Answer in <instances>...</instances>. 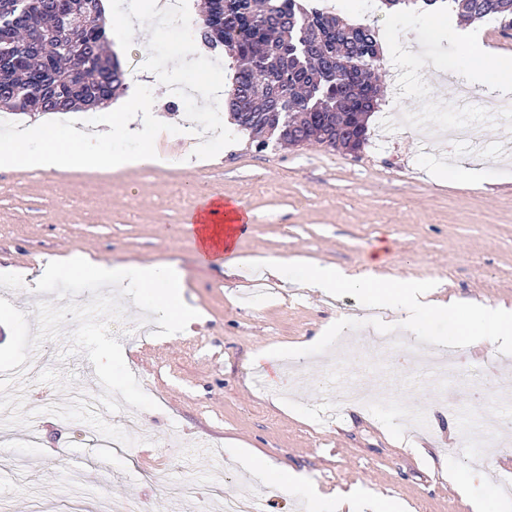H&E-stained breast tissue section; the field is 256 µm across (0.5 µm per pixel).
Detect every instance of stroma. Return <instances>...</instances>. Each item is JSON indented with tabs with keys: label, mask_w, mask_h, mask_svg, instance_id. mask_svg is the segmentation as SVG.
<instances>
[{
	"label": "stroma",
	"mask_w": 512,
	"mask_h": 512,
	"mask_svg": "<svg viewBox=\"0 0 512 512\" xmlns=\"http://www.w3.org/2000/svg\"><path fill=\"white\" fill-rule=\"evenodd\" d=\"M322 3L377 32L383 94L358 153L317 143L260 150L239 131L221 158L198 159L194 142L173 124L153 135L156 150L172 159L165 168L0 170V298L21 304L30 327L38 325L39 301L60 302L52 293L29 295L34 277L75 252L96 261L173 263L184 275L186 304L202 314L190 333L159 337L156 324L123 298L132 326L120 339L124 360L156 401L153 410L125 405L93 417L73 406L71 393H103L96 375L82 369L85 354L70 349L74 322L34 350L47 361L43 371L0 386V420L11 423L0 432V498L12 501L13 512H66L72 470L93 491L91 512H109L116 500L140 502L146 512H222L220 490L248 497L260 483L231 462L232 448L305 474L326 496L359 486L404 503L406 512H472L443 477L447 465L480 474V495L512 512V489L501 485L512 479V427L480 448L460 444L475 380L485 382L489 409L512 401V340L447 343L438 317L413 334L390 312L360 318L364 304L349 292L325 297L286 288L260 269L225 275L223 263L199 260L195 239L182 229L191 202L232 199L251 220L239 256L333 264L383 282L423 283L441 300L512 312V123L489 126L479 152L444 138L425 144L423 131L403 118L451 100L448 82L463 68L460 45L417 10L386 12L376 0ZM187 41L167 28L147 49L128 46L119 58L129 78L158 73ZM460 159L483 165L481 183L449 180V165ZM331 331L333 345H315ZM383 338L392 345L390 364L370 376L387 380L389 395L377 408L348 404L316 420L327 392L315 372L348 363L347 344L371 353ZM413 341L458 358L460 370L448 379L454 409L415 381L405 350ZM280 347L300 349L313 371L307 381L294 384L290 360L254 365L257 352ZM394 395L422 408L423 428L412 429ZM115 431L126 447H111ZM185 484L195 496H174Z\"/></svg>",
	"instance_id": "obj_1"
}]
</instances>
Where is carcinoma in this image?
<instances>
[{
  "mask_svg": "<svg viewBox=\"0 0 512 512\" xmlns=\"http://www.w3.org/2000/svg\"><path fill=\"white\" fill-rule=\"evenodd\" d=\"M44 0H0V87L16 92L11 113L28 112L32 94L44 91L48 71L71 76L52 112L76 99L90 104L101 92L115 97L125 86L118 58H109L103 12L98 0H65L85 17L79 31H59L39 44L24 45L12 36L25 23L37 38L50 20ZM385 9L409 6L447 8L471 22L488 16L512 25V0H380ZM199 37L208 46L240 62L225 90L235 124L256 146L269 141L298 146L306 138L350 152L367 139V116L378 90L366 82L367 67L379 54L376 31L349 23L302 0H208L199 20Z\"/></svg>",
  "mask_w": 512,
  "mask_h": 512,
  "instance_id": "obj_1",
  "label": "carcinoma"
}]
</instances>
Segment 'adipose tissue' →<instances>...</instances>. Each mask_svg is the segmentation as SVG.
I'll return each instance as SVG.
<instances>
[{"label": "adipose tissue", "mask_w": 512, "mask_h": 512, "mask_svg": "<svg viewBox=\"0 0 512 512\" xmlns=\"http://www.w3.org/2000/svg\"><path fill=\"white\" fill-rule=\"evenodd\" d=\"M452 33L464 51V67L470 86L476 89L491 86L502 95L512 94V59L483 48L472 28L456 27ZM151 112L149 99L131 96L123 109L114 112L110 134L93 144L86 143L75 131L50 126L37 128L31 137L23 134L0 139V167L50 171L102 165L119 168L160 164L161 159L153 150L148 131L140 127ZM124 136L139 137L138 153L114 154L115 139ZM190 233L198 242L200 258L221 261L228 266L245 265V258L237 254L233 225L194 226ZM261 264L264 270L286 283L300 284L326 295L340 291L363 295L372 303L401 314L402 324L411 330L439 317L445 321L447 335L452 339L462 335L476 342L494 343L512 336V315L498 310L493 312L484 306L473 307L462 314L453 306L428 301L425 289L419 285H379L367 275L352 276L330 265L298 267L285 257H268L262 259Z\"/></svg>", "instance_id": "obj_1"}]
</instances>
